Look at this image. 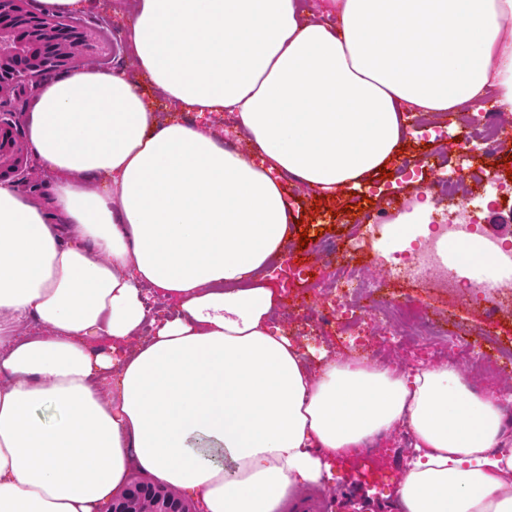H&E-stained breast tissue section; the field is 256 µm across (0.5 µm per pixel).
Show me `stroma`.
I'll return each mask as SVG.
<instances>
[{
  "instance_id": "stroma-1",
  "label": "stroma",
  "mask_w": 512,
  "mask_h": 512,
  "mask_svg": "<svg viewBox=\"0 0 512 512\" xmlns=\"http://www.w3.org/2000/svg\"><path fill=\"white\" fill-rule=\"evenodd\" d=\"M109 18L100 22L98 15L89 14L72 18V25L84 33V42L73 60L78 68L107 67L134 70L135 65L124 52L125 21L114 15L111 4H104ZM408 135L395 159L388 164V176L373 174L371 183L388 188L393 205H400L404 197L411 195L428 196L434 218H441L451 209L448 199L433 192L437 179L453 174L459 160L458 137L462 130L448 124L447 116H440L434 131H427L420 116L405 113ZM416 159L421 168L413 180L400 177L398 170L401 159ZM282 186L293 219L302 223L303 229L312 235L308 245H300L298 238H291L284 252L285 259L295 267H312L316 278L330 283L335 277L336 258L329 255L318 257L317 249L322 242L336 240L343 242L348 236L360 235L357 262L365 268L376 271L387 261L392 248L389 242L379 241L368 235L367 230L378 211L377 204L367 203L366 187H348L336 198L320 199L298 183L283 181ZM302 288L300 284L289 285L282 293L280 326L286 332L297 328L310 329L306 344L315 354L326 358L348 357V335L325 334L316 331L317 316H300L298 304ZM382 295L408 306L418 316H440L448 330L465 327L470 330V342L478 344L484 351L492 347L512 348V317L502 318L490 314L484 307H450L444 294L429 293L415 284L390 280L381 290ZM414 450L404 445L394 432H386L372 438L362 446L360 456L371 457L377 466L384 469L387 477L380 483L371 478H359L358 468L353 464L336 463L330 478L318 487L304 488L309 512H398L400 507L397 487Z\"/></svg>"
}]
</instances>
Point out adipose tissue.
Masks as SVG:
<instances>
[{"label": "adipose tissue", "mask_w": 512, "mask_h": 512, "mask_svg": "<svg viewBox=\"0 0 512 512\" xmlns=\"http://www.w3.org/2000/svg\"><path fill=\"white\" fill-rule=\"evenodd\" d=\"M125 53L175 109L235 113L251 149L162 120L122 69L39 88L48 190L0 182V512H98L134 467L205 512H279L398 425L405 512H512L495 397L451 364L311 370L269 276L292 234L282 174L328 196L387 165L405 111L494 87L512 112V0H134ZM30 318L42 332L14 336Z\"/></svg>", "instance_id": "ef3b65f1"}]
</instances>
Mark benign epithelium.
<instances>
[{
    "instance_id": "1",
    "label": "benign epithelium",
    "mask_w": 512,
    "mask_h": 512,
    "mask_svg": "<svg viewBox=\"0 0 512 512\" xmlns=\"http://www.w3.org/2000/svg\"><path fill=\"white\" fill-rule=\"evenodd\" d=\"M29 31L25 41L16 30ZM82 37L58 16L38 13L28 0H0V94L15 89L33 76L69 65ZM106 512H201L154 484L135 483L112 500Z\"/></svg>"
}]
</instances>
